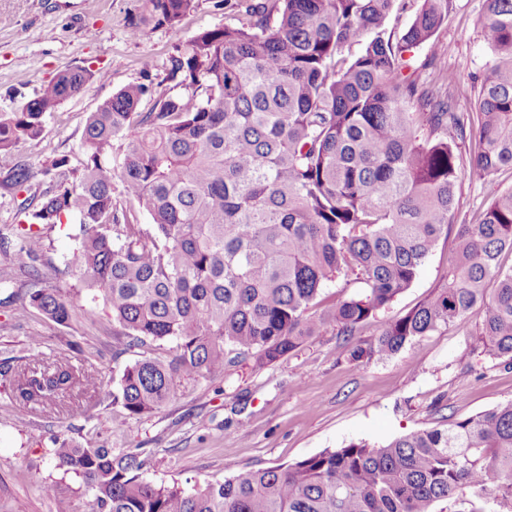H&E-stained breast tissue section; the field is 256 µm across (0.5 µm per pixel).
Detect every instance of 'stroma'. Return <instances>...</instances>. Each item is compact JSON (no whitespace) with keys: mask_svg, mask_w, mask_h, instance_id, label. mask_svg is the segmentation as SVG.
I'll list each match as a JSON object with an SVG mask.
<instances>
[{"mask_svg":"<svg viewBox=\"0 0 512 512\" xmlns=\"http://www.w3.org/2000/svg\"><path fill=\"white\" fill-rule=\"evenodd\" d=\"M485 0H450L448 17L436 33L449 47L431 59L428 45L406 56L405 75L428 84L438 72L455 86L454 109H477V87L490 60L480 20ZM145 0H0V113L20 111L60 72L84 67L93 77L77 96L47 116L39 140L23 145L18 158L36 176L25 187L0 175V233L11 235L22 202H38L49 185L44 169L60 156L71 165L83 157L81 137L91 112L120 89L148 88L141 111L163 93L174 92L169 59L199 33L237 24L235 0H195L194 9L173 26L143 22ZM512 189V172L485 179L462 176L453 221L473 223L500 193ZM454 240H440L418 275L374 319L356 333L373 341L386 321L408 313L438 287L451 261ZM86 317L59 326L19 306L0 307V352L25 356L29 339L48 337L50 361L73 359L70 342L82 349L80 366L117 384L124 368L143 357H163L167 346L151 345L121 355L112 352V312L103 300H89ZM482 316L473 313L405 346L398 353L357 368L345 355L335 329L306 339L280 361L256 368L252 356L226 365L223 373L188 385L158 413L125 417L119 406H96L77 395L88 417L49 406L32 411L0 400V512H92L80 478L57 469L50 455L54 438L75 444L97 436L114 449L138 448L148 463L143 478L193 488L259 468L286 465L363 440L383 445L440 423L467 417L512 399V365L475 350ZM55 485L46 494L42 482Z\"/></svg>","mask_w":512,"mask_h":512,"instance_id":"stroma-1","label":"stroma"}]
</instances>
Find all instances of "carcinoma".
<instances>
[{
  "label": "carcinoma",
  "instance_id": "obj_1",
  "mask_svg": "<svg viewBox=\"0 0 512 512\" xmlns=\"http://www.w3.org/2000/svg\"><path fill=\"white\" fill-rule=\"evenodd\" d=\"M194 2L146 0L148 20L172 26ZM276 2L273 18L261 0H239L245 24L206 30L171 58L168 77L187 93L163 94L148 112L138 111L142 85L104 101L86 120L80 166L54 159L38 205H22L24 223L0 235L33 281L0 305L68 326L88 312L64 287L72 280L109 305L117 352L159 343L170 355L126 366L112 389L69 361L44 363L47 340L32 336L24 363L0 359L5 398L46 407L78 388L141 418L234 356L251 354L261 368L328 326L349 340L452 234L456 259L441 284L347 359L391 356L478 308L476 347L512 361V267L502 264L512 255V190L477 223H453L462 174L512 170V0H485L492 58L475 113L453 111L445 73L421 88L403 74L404 53L418 45L434 59L446 54L435 34L450 0H421L400 34L385 23L408 0ZM92 78L68 69L21 111L0 114L10 182L34 178L15 161L18 148ZM65 220L76 245L49 277L41 227ZM344 269L358 291L343 288L311 312ZM142 455L66 439L53 449L94 512H434L439 502L490 512L491 501L512 512V400L384 445L351 441L190 491L144 479Z\"/></svg>",
  "mask_w": 512,
  "mask_h": 512
}]
</instances>
